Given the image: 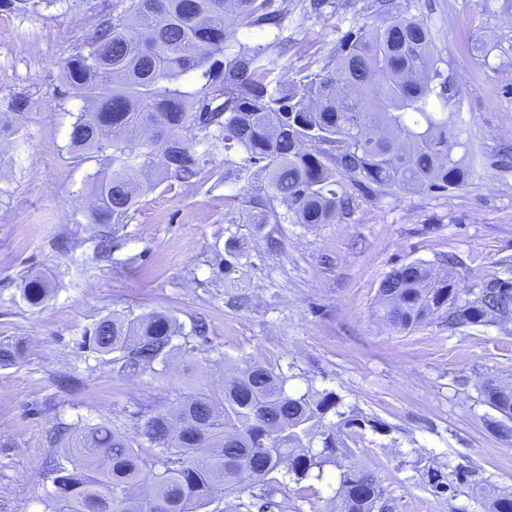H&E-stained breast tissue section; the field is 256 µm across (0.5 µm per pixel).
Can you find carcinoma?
<instances>
[{
    "mask_svg": "<svg viewBox=\"0 0 512 512\" xmlns=\"http://www.w3.org/2000/svg\"><path fill=\"white\" fill-rule=\"evenodd\" d=\"M381 23L349 32L333 64L294 92L280 89V55L264 48L226 46L227 23L252 32L280 25L274 0H129L83 33L60 66L59 91L85 101L69 131L70 148L108 161L89 186L88 223H123L140 193L162 184L197 185L217 150L239 149L266 174L267 189L250 200L247 224H333L349 213L353 196H398L466 183L461 145L448 129L450 86L423 15H406L394 0H376ZM198 76L192 92L170 84ZM283 204L286 212L278 211ZM411 262L381 283L377 315L406 332L435 319L453 330L512 321V264L502 276L463 298L448 269ZM52 293L48 279L31 276L32 305ZM179 325L148 312L128 320L102 318L88 337L101 356L119 354L130 374L165 373L181 351ZM23 350L0 341V366ZM224 387L198 386L171 408L151 411L138 435L152 452L106 423L54 437L60 459L45 475L54 486V512H202L227 495L259 489L288 512V483L325 467L340 470L332 512H385L384 489L368 469L349 462L350 444L380 424L345 408L332 391L290 392V376L248 358L224 360ZM483 401L512 419V385L482 384ZM427 484L454 488L430 466ZM489 512H512V495L473 488Z\"/></svg>",
    "mask_w": 512,
    "mask_h": 512,
    "instance_id": "1",
    "label": "carcinoma"
}]
</instances>
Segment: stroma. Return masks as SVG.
Segmentation results:
<instances>
[{"instance_id":"1","label":"stroma","mask_w":512,"mask_h":512,"mask_svg":"<svg viewBox=\"0 0 512 512\" xmlns=\"http://www.w3.org/2000/svg\"><path fill=\"white\" fill-rule=\"evenodd\" d=\"M116 0H60L22 12L0 0V112L15 115L0 134V341L29 355L0 366V512H52L43 475L55 456L50 434L66 424L113 422L136 437L145 414L205 384L220 390L225 360L251 357L289 372L295 392L332 391L380 428L366 431L352 462L372 471L390 512H485L471 487L512 492V439L496 434L484 381L512 382V323L449 330L434 322L397 333L374 316L378 288L412 261L439 266L455 255L458 288L469 290L512 260V13L503 0H396L430 17L452 86L456 123L470 170L465 186L372 198L357 195L333 224L243 223L265 176L241 152L216 154L202 185L159 186L113 226L108 258L87 220V188L102 158L78 159L68 133L83 102L58 94L59 63ZM278 0L281 26L227 42L281 53L282 89L319 72L353 26L377 22L373 0ZM491 56H484V49ZM248 259L225 268L231 238ZM54 292L34 306L30 274ZM162 311L182 326L186 348L165 374L126 375L84 347L104 316ZM207 326L205 336L193 333ZM465 474L438 494L423 473L432 462ZM339 471L289 484L302 512H328Z\"/></svg>"}]
</instances>
